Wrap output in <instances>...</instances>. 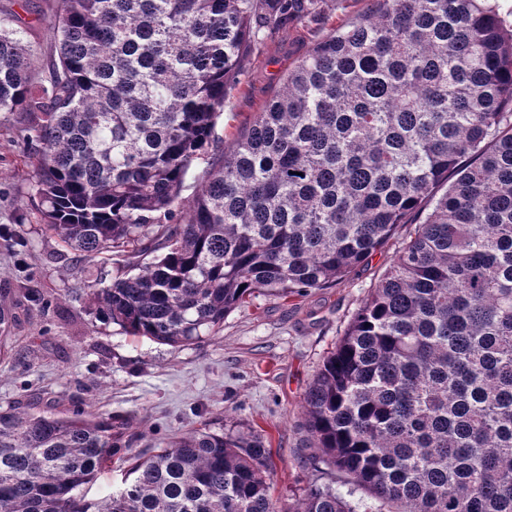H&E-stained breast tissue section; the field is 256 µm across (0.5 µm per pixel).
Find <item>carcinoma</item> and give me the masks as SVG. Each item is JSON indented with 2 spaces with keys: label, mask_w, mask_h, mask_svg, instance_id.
<instances>
[{
  "label": "carcinoma",
  "mask_w": 512,
  "mask_h": 512,
  "mask_svg": "<svg viewBox=\"0 0 512 512\" xmlns=\"http://www.w3.org/2000/svg\"><path fill=\"white\" fill-rule=\"evenodd\" d=\"M322 0H57L58 60L0 17V112L25 114L31 205L80 256L163 251L90 289L130 335L184 347L257 293L349 276L414 225L306 389L321 478L281 503L255 435L135 455L96 409H0V512H512V21L499 0H370L290 69L199 190L224 99L266 30ZM0 289V358L18 321ZM206 166L207 161L200 160L191 167L185 179V188L182 191L179 204H176L175 206L176 210L181 211L182 208H187L190 199L201 184L203 172Z\"/></svg>",
  "instance_id": "1"
}]
</instances>
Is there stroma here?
Returning <instances> with one entry per match:
<instances>
[{
    "instance_id": "obj_1",
    "label": "stroma",
    "mask_w": 512,
    "mask_h": 512,
    "mask_svg": "<svg viewBox=\"0 0 512 512\" xmlns=\"http://www.w3.org/2000/svg\"><path fill=\"white\" fill-rule=\"evenodd\" d=\"M55 6L56 0H0V16L16 15L14 27L38 60L33 77L39 82L57 57L50 23ZM364 6L365 0H325L318 28L294 24L264 32L224 102L214 132L217 147L231 145L249 126L297 57ZM30 151L23 113H0V288L11 289L19 302L13 350L0 360V408L69 413L91 405L135 415L141 439L113 457L110 471L82 487L89 500L120 485L128 454L165 447L206 423L269 444L275 498L287 500L307 487L314 473L304 393L391 266L408 227H399L346 280L285 300L255 295L225 317L216 335L175 349L128 335L97 314L89 285L111 281L129 258L115 251L80 261L56 238L42 235L41 216L27 204L34 192Z\"/></svg>"
}]
</instances>
